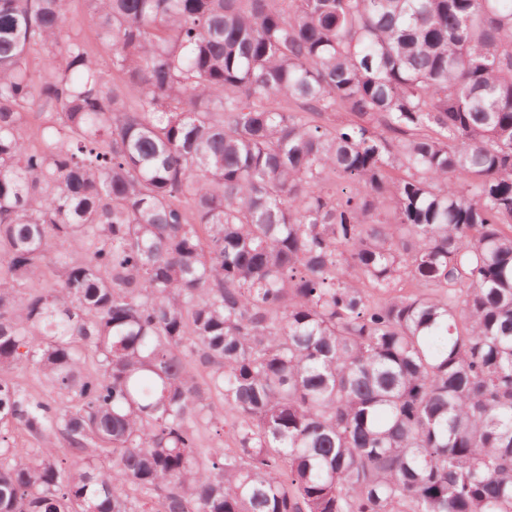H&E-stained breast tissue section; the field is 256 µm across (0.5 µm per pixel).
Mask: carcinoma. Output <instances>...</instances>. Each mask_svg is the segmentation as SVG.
<instances>
[{
  "instance_id": "carcinoma-1",
  "label": "carcinoma",
  "mask_w": 512,
  "mask_h": 512,
  "mask_svg": "<svg viewBox=\"0 0 512 512\" xmlns=\"http://www.w3.org/2000/svg\"><path fill=\"white\" fill-rule=\"evenodd\" d=\"M70 2L0 0V512H512V0H85L114 78ZM7 375L14 379L22 388L34 394L38 398L50 400L55 397L51 389L43 385L39 380L35 369L32 366L15 367L7 372Z\"/></svg>"
}]
</instances>
